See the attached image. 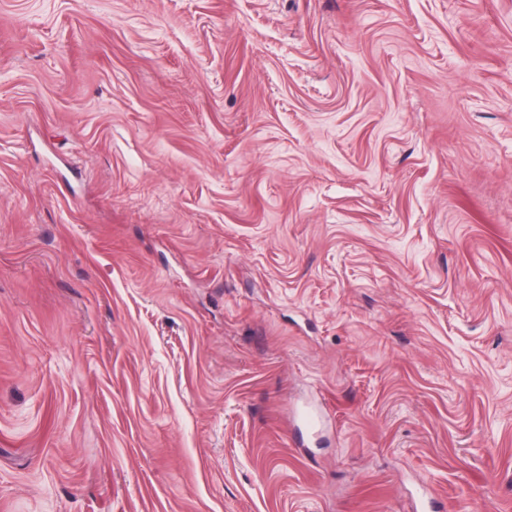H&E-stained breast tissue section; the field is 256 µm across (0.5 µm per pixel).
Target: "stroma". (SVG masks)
Listing matches in <instances>:
<instances>
[{
	"instance_id": "obj_1",
	"label": "stroma",
	"mask_w": 512,
	"mask_h": 512,
	"mask_svg": "<svg viewBox=\"0 0 512 512\" xmlns=\"http://www.w3.org/2000/svg\"><path fill=\"white\" fill-rule=\"evenodd\" d=\"M427 488L512 512V0H0V512Z\"/></svg>"
}]
</instances>
